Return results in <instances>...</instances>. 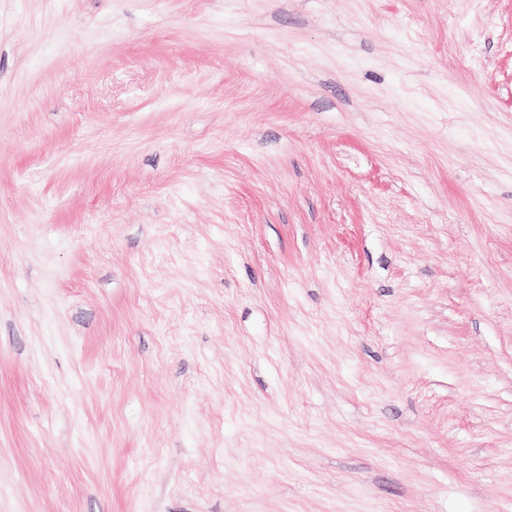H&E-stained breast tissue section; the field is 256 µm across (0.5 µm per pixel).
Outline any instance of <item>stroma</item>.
<instances>
[{"label": "stroma", "instance_id": "stroma-1", "mask_svg": "<svg viewBox=\"0 0 512 512\" xmlns=\"http://www.w3.org/2000/svg\"><path fill=\"white\" fill-rule=\"evenodd\" d=\"M0 512H512V0H0Z\"/></svg>", "mask_w": 512, "mask_h": 512}]
</instances>
